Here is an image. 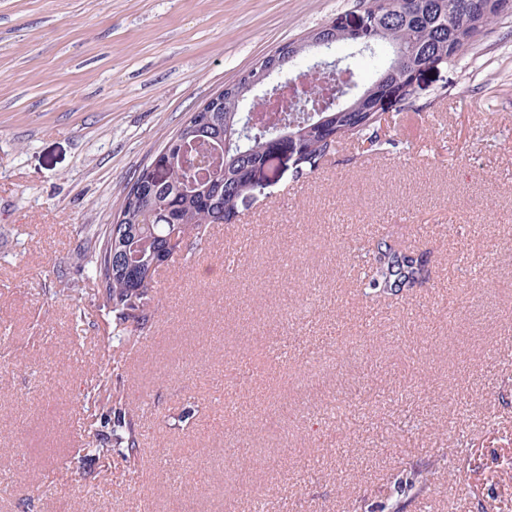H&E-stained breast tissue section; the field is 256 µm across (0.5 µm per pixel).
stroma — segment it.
<instances>
[{
    "mask_svg": "<svg viewBox=\"0 0 512 512\" xmlns=\"http://www.w3.org/2000/svg\"><path fill=\"white\" fill-rule=\"evenodd\" d=\"M357 0H0V512H512V16L420 72L422 125L281 166L158 311L110 342L88 257L192 113ZM430 253L362 301L354 239ZM491 285H483V278ZM83 289L82 300L61 296ZM141 407L136 472L88 453L109 391ZM437 468L428 465L420 469L402 471L394 483L397 487L411 493L410 503L419 500L428 492L434 490L437 478Z\"/></svg>",
    "mask_w": 512,
    "mask_h": 512,
    "instance_id": "stroma-1",
    "label": "stroma"
}]
</instances>
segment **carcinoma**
<instances>
[{
  "instance_id": "carcinoma-1",
  "label": "carcinoma",
  "mask_w": 512,
  "mask_h": 512,
  "mask_svg": "<svg viewBox=\"0 0 512 512\" xmlns=\"http://www.w3.org/2000/svg\"><path fill=\"white\" fill-rule=\"evenodd\" d=\"M487 12L474 13V0H359L371 19L373 40L389 51L385 64L372 80L350 89L338 83L334 102L326 111H315L316 101L304 99L281 113L282 127L257 124L240 138L243 109L251 94L237 80L224 87V108L202 114L180 130L199 152L177 163V171L161 181H144L143 191L129 188L125 206L113 224L97 240L91 255L93 281L112 313V337L141 333L154 318L155 299L160 292V266L176 254L170 248V227H182L184 239L201 241L212 224H227L239 216V204L259 193L253 182L256 169L277 150L300 144L303 152L294 168L296 179L315 175L337 148L359 142L369 152H381L393 145L379 135L386 113L382 104L400 86L407 72L440 58L454 63L464 58L473 45L500 17L512 13V0H484ZM318 37L329 45L348 43L341 27L316 28ZM234 140L224 148V171L209 183L193 186L207 161L211 143ZM351 259L367 265L363 295L372 300L402 296L427 279V255L405 248L383 237L370 249L358 247ZM110 430L100 434L95 447L75 449V455L89 451L104 459L119 457L127 469L140 464V415L138 409L112 395V404L102 409ZM437 468L428 465L402 471L397 487L411 493L410 501L434 490Z\"/></svg>"
}]
</instances>
